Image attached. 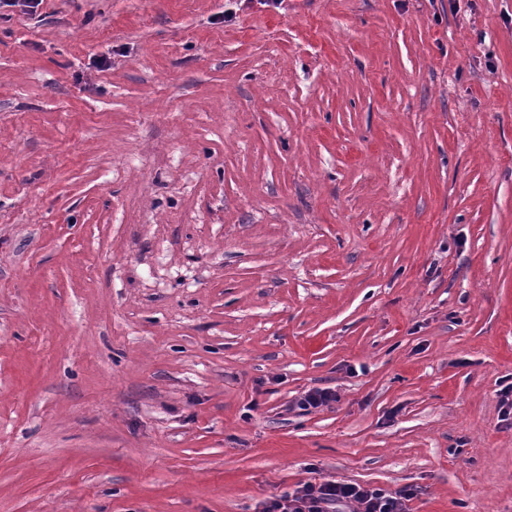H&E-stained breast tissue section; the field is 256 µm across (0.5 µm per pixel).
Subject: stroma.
Wrapping results in <instances>:
<instances>
[{
  "mask_svg": "<svg viewBox=\"0 0 512 512\" xmlns=\"http://www.w3.org/2000/svg\"><path fill=\"white\" fill-rule=\"evenodd\" d=\"M233 5L0 19V512H512V0ZM336 393L329 388L310 389L297 402L298 408L303 411H310L322 406H327L335 401ZM411 490L394 495L381 489L336 480L305 482L264 503L263 512H410ZM349 508V510H347Z\"/></svg>",
  "mask_w": 512,
  "mask_h": 512,
  "instance_id": "stroma-1",
  "label": "stroma"
}]
</instances>
